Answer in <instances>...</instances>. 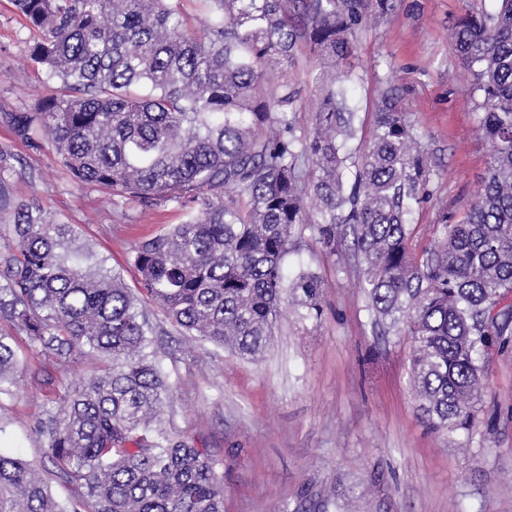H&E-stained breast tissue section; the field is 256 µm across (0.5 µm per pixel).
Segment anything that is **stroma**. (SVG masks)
<instances>
[{
  "label": "stroma",
  "mask_w": 512,
  "mask_h": 512,
  "mask_svg": "<svg viewBox=\"0 0 512 512\" xmlns=\"http://www.w3.org/2000/svg\"><path fill=\"white\" fill-rule=\"evenodd\" d=\"M494 11L495 0H370L357 36L350 96L355 136L365 143L382 90L391 89L428 162L427 182L410 217L409 249L423 257L439 226L468 213L490 161L477 132L479 99L457 57L451 32L465 7ZM33 34L15 7L0 0V115L34 111L60 89L59 79L29 56ZM315 65L302 52L288 78L299 91L289 113L296 134L313 126ZM0 234L21 204L40 205L53 221L72 225L79 244L137 289L131 255L143 238L182 223L172 203H122L110 191L77 180L48 141L34 146L0 119ZM344 235L327 249L304 230L287 261L322 282L323 315L297 321L284 309L268 350L246 360L181 334L152 308L159 358L169 375L165 410L174 435L209 448L224 476V512H336V492L363 491L361 512H512V348L493 349L485 363L480 422L470 431L432 432L417 416L408 379L410 344L383 335L367 310L361 267ZM20 368L0 398V451L33 462L54 494L71 487L48 457L37 423L63 387L103 365L74 355L58 365L16 335Z\"/></svg>",
  "instance_id": "35a3bbf8"
}]
</instances>
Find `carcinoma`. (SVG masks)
<instances>
[{"mask_svg": "<svg viewBox=\"0 0 512 512\" xmlns=\"http://www.w3.org/2000/svg\"><path fill=\"white\" fill-rule=\"evenodd\" d=\"M183 2L15 0L35 31L31 60L63 86L35 112L4 114L16 136L48 138L79 181L120 201L174 203L184 221L138 243L135 294L76 245L72 225L15 208L0 321L53 359L86 349L106 365L38 421L71 496L58 501L33 464L0 452V512H224L212 454L166 427L170 387L146 306L257 360L283 300L301 321L321 317L316 274L285 272L306 228L332 251L351 233L370 316L409 340L430 429L477 423L481 361L512 345V0L467 10L455 27L490 163L467 220L440 225L420 261L407 241L427 159L391 93L355 159L342 154L354 136L345 82L366 0H201L200 36ZM303 45L322 69L313 129L298 137L288 67ZM273 70L282 82L269 93ZM13 341L0 328V395L20 364Z\"/></svg>", "mask_w": 512, "mask_h": 512, "instance_id": "cac0c4a2", "label": "carcinoma"}]
</instances>
